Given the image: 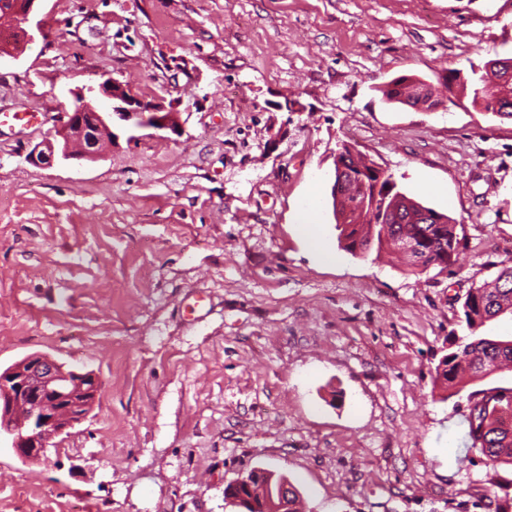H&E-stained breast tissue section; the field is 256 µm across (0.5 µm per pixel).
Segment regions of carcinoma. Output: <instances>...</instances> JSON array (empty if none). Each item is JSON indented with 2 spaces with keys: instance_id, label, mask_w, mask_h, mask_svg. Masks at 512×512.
<instances>
[{
  "instance_id": "carcinoma-1",
  "label": "carcinoma",
  "mask_w": 512,
  "mask_h": 512,
  "mask_svg": "<svg viewBox=\"0 0 512 512\" xmlns=\"http://www.w3.org/2000/svg\"><path fill=\"white\" fill-rule=\"evenodd\" d=\"M507 69L487 71L467 82L459 72L448 69L443 75L444 86L456 81L462 91H471L472 104L496 117L512 119V76L506 77ZM439 102L432 87L402 75L389 84L385 95L388 99L414 106L416 95ZM336 166L342 167L347 178L346 191L333 201V214L339 239L344 248L355 253L356 245L372 243L376 251L393 249L403 252L413 268L419 260L445 258L451 266L463 246L457 233V224L451 217L434 209L429 212L444 219L442 224H420L417 216L425 206L405 194L389 192L375 199V185L359 178L369 162L353 155L350 147L343 146L336 156ZM392 216V224L386 237H381L378 221L381 210ZM448 247L446 255H440L437 243ZM512 315V265H505L497 277L473 289L462 303L463 322L469 335L462 338L457 348L444 355L436 368V379L453 388L459 384L481 380L495 370L512 367V339L485 336L482 331L487 323L503 314ZM466 449L485 457L494 467L512 466V387H493L470 394Z\"/></svg>"
}]
</instances>
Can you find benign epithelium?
Segmentation results:
<instances>
[{
  "label": "benign epithelium",
  "instance_id": "benign-epithelium-1",
  "mask_svg": "<svg viewBox=\"0 0 512 512\" xmlns=\"http://www.w3.org/2000/svg\"><path fill=\"white\" fill-rule=\"evenodd\" d=\"M42 0H9L0 10V28L15 32L14 42L34 40L28 23ZM55 134L36 144L26 159L35 166L55 160H94L117 137L114 121L180 134L176 112L147 101L122 82L107 78L75 93ZM101 384L91 371L68 369L48 355L30 354L0 370V439L25 462L48 458L53 440L69 432L92 411ZM296 488L284 475L253 468L224 489L241 512H290Z\"/></svg>",
  "mask_w": 512,
  "mask_h": 512
}]
</instances>
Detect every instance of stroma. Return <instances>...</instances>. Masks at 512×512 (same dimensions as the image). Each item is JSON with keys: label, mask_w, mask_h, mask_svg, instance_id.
Returning a JSON list of instances; mask_svg holds the SVG:
<instances>
[{"label": "stroma", "mask_w": 512, "mask_h": 512, "mask_svg": "<svg viewBox=\"0 0 512 512\" xmlns=\"http://www.w3.org/2000/svg\"><path fill=\"white\" fill-rule=\"evenodd\" d=\"M0 59V367L94 372L89 416L48 461L0 447V512H234L261 467L303 512H512V468L465 449L471 392L435 369L467 291L512 260V120L460 88L386 100L512 57V0H43ZM113 77L178 114L124 124L96 160L26 155ZM347 143L464 238L445 273L338 243ZM316 224L322 263L297 231ZM420 92H423L424 97L427 99L433 98L432 104L439 102L438 96L435 95L430 85L416 80L410 75H402L392 80L385 91V95L389 100L415 106L418 103V97H414V95H420ZM426 106L427 105H421L419 108L423 110H434L438 107V104H434L429 108H426Z\"/></svg>", "instance_id": "stroma-1"}]
</instances>
